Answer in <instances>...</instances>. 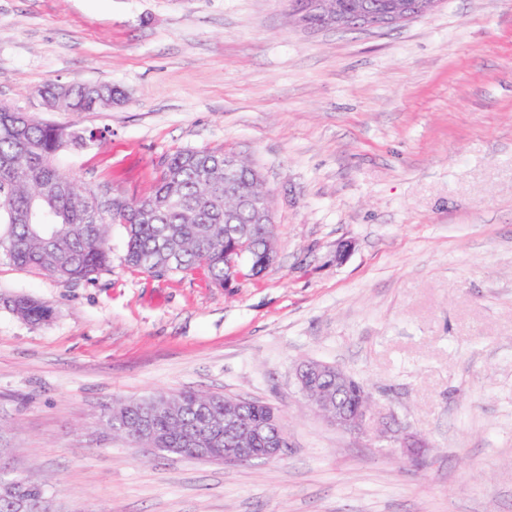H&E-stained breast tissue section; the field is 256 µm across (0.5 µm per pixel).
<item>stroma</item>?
I'll return each mask as SVG.
<instances>
[{
	"instance_id": "35a3bbf8",
	"label": "stroma",
	"mask_w": 512,
	"mask_h": 512,
	"mask_svg": "<svg viewBox=\"0 0 512 512\" xmlns=\"http://www.w3.org/2000/svg\"><path fill=\"white\" fill-rule=\"evenodd\" d=\"M291 6L0 0V102L103 134L66 171L137 199L164 155L218 151L273 193L276 264L224 288L128 269L120 224L91 281L0 261V448L53 512H512V0L352 30ZM50 82L124 98L51 110ZM304 359L367 384L423 463L312 411ZM177 391L274 405L286 456L164 459L101 424Z\"/></svg>"
}]
</instances>
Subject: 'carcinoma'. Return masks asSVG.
Masks as SVG:
<instances>
[{"mask_svg": "<svg viewBox=\"0 0 512 512\" xmlns=\"http://www.w3.org/2000/svg\"><path fill=\"white\" fill-rule=\"evenodd\" d=\"M50 109L96 112L111 108L122 93L108 85L51 83L38 90ZM74 130L42 123L0 103V260L35 268L64 283L87 281L111 263L109 226L123 224L124 261L134 270L165 269L169 274L201 269L208 282L224 286V241L248 222L239 215L224 223V153L178 150L159 162V175L143 200L121 198L112 206L96 203L103 188L63 171L56 160L81 146ZM23 317L45 321L52 309L28 297ZM148 399L131 400L105 414L108 428L134 432L148 420L159 446L175 456L194 448L224 447V396L181 393L173 412L153 413ZM271 408L257 401L243 409L246 421L268 419ZM33 502L46 498L42 485L27 477L15 487Z\"/></svg>", "mask_w": 512, "mask_h": 512, "instance_id": "obj_1", "label": "carcinoma"}]
</instances>
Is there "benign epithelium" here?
<instances>
[{"label":"benign epithelium","mask_w":512,"mask_h":512,"mask_svg":"<svg viewBox=\"0 0 512 512\" xmlns=\"http://www.w3.org/2000/svg\"><path fill=\"white\" fill-rule=\"evenodd\" d=\"M441 0H391L381 13L372 11L365 2L357 4L351 13L340 6L339 0H294L293 14L301 22L314 21L315 24L348 29L355 23L367 28H386L401 21L431 12ZM224 200L233 202L240 210L249 213L250 223L261 226L267 248L260 252L257 268L267 272L276 262L274 219L268 194H244L231 178L224 179ZM254 229L246 227L232 238L224 248V261L233 268L248 263L250 254L255 252ZM298 388L308 405L319 412L327 423L336 429L362 437L366 428L377 422L375 440L385 442L388 451H398L413 462H423L425 443L409 433L392 414L381 413L365 385H360L366 400H358L355 407L349 408L339 399V391L349 383L350 374L338 365L318 360H304L295 369ZM251 403L241 397L224 398V448L216 453L212 448H198L194 458L205 462L226 464L249 463L255 460L272 461L283 457V445L287 443L284 425L270 432L262 425L245 427L237 421L240 406ZM266 439V448H242V432ZM137 448H144L154 454L162 449L156 447V440L148 430L129 438Z\"/></svg>","instance_id":"obj_1"}]
</instances>
